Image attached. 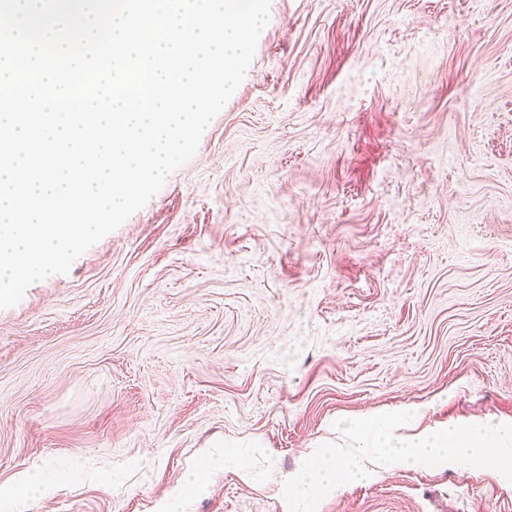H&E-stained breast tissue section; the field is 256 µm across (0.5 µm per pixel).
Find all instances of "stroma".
I'll list each match as a JSON object with an SVG mask.
<instances>
[{
    "mask_svg": "<svg viewBox=\"0 0 512 512\" xmlns=\"http://www.w3.org/2000/svg\"><path fill=\"white\" fill-rule=\"evenodd\" d=\"M406 408L512 421V0H271L196 154L0 309V512H289L336 420ZM316 512L512 482L395 466Z\"/></svg>",
    "mask_w": 512,
    "mask_h": 512,
    "instance_id": "35a3bbf8",
    "label": "stroma"
}]
</instances>
